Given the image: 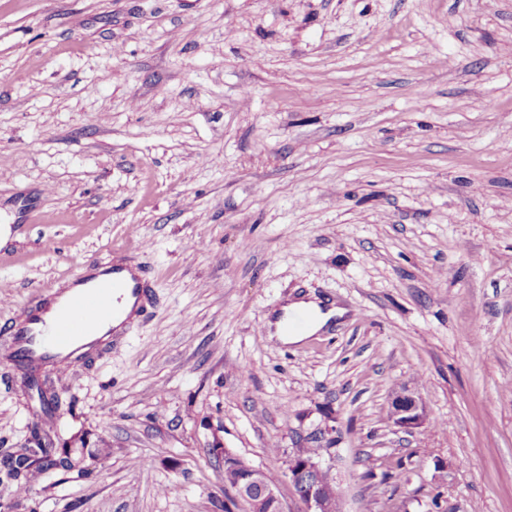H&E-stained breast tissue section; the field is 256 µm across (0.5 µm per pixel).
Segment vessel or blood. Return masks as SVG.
Instances as JSON below:
<instances>
[{
  "mask_svg": "<svg viewBox=\"0 0 512 512\" xmlns=\"http://www.w3.org/2000/svg\"><path fill=\"white\" fill-rule=\"evenodd\" d=\"M75 288L44 289L21 307L10 328L15 351L27 363L65 372L80 363L86 348L109 347L154 304L140 268L94 259H75Z\"/></svg>",
  "mask_w": 512,
  "mask_h": 512,
  "instance_id": "obj_1",
  "label": "vessel or blood"
}]
</instances>
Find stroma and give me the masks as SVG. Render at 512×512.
I'll list each match as a JSON object with an SVG mask.
<instances>
[{
  "mask_svg": "<svg viewBox=\"0 0 512 512\" xmlns=\"http://www.w3.org/2000/svg\"><path fill=\"white\" fill-rule=\"evenodd\" d=\"M1 224L0 455L81 454L0 512H245L219 448L286 512L300 448L340 512H512V0H0ZM76 256L156 305L52 411L7 331ZM297 295L347 313L260 334ZM391 417L394 425L406 432L421 427L426 421L419 399L406 392H398L394 396Z\"/></svg>",
  "mask_w": 512,
  "mask_h": 512,
  "instance_id": "1",
  "label": "stroma"
}]
</instances>
